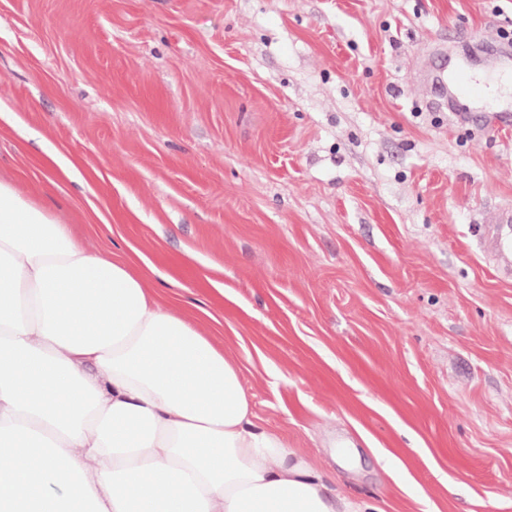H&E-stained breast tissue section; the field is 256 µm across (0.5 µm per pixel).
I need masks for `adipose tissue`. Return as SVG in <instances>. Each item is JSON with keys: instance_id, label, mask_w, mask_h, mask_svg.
<instances>
[{"instance_id": "1", "label": "adipose tissue", "mask_w": 512, "mask_h": 512, "mask_svg": "<svg viewBox=\"0 0 512 512\" xmlns=\"http://www.w3.org/2000/svg\"><path fill=\"white\" fill-rule=\"evenodd\" d=\"M0 512H381L255 420L131 262L0 179Z\"/></svg>"}]
</instances>
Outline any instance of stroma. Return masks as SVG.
Returning a JSON list of instances; mask_svg holds the SVG:
<instances>
[{"label": "stroma", "instance_id": "stroma-1", "mask_svg": "<svg viewBox=\"0 0 512 512\" xmlns=\"http://www.w3.org/2000/svg\"><path fill=\"white\" fill-rule=\"evenodd\" d=\"M512 0H0V176L191 314L384 512H512ZM53 149L70 175L41 163ZM439 77L456 99L468 100L481 106L483 112H492L491 114H495V117L501 122L508 116V113L496 109L491 103L490 85L476 80L467 66L458 65L449 72L444 70ZM496 225L506 229L504 236H498L495 231ZM482 241L483 247L495 257L504 261L512 259V213H504L495 224L485 225Z\"/></svg>", "mask_w": 512, "mask_h": 512}]
</instances>
